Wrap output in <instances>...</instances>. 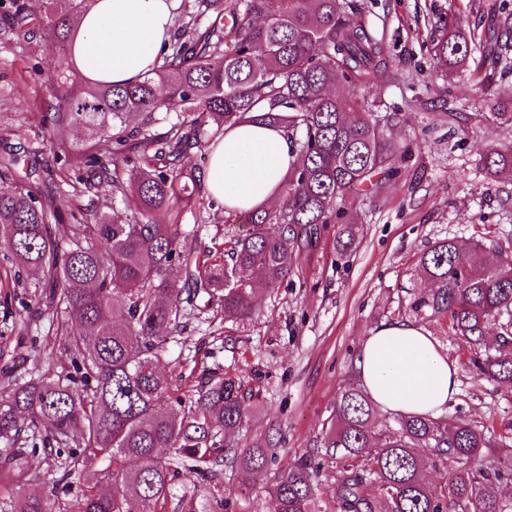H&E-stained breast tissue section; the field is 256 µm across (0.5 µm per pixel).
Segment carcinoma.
<instances>
[{
    "label": "carcinoma",
    "mask_w": 512,
    "mask_h": 512,
    "mask_svg": "<svg viewBox=\"0 0 512 512\" xmlns=\"http://www.w3.org/2000/svg\"><path fill=\"white\" fill-rule=\"evenodd\" d=\"M92 0H13L14 15L37 21L60 51V82L52 93L64 111L54 131L85 132L69 161L74 194L94 192L86 205L92 222L67 224L63 211L45 206L38 190L18 179L15 154L0 159V244L7 259L37 276V304L70 315L61 325L70 368L34 374L0 392V441L10 444L0 462V493L22 490L33 449L22 432L38 429L48 442L80 441L61 468L88 473L77 512H165L173 481L207 475L230 461L263 471L275 460L270 439L245 448L227 443L250 409L233 376L206 374L194 384L178 373L160 375L156 361L186 328L194 311L214 302L224 317L244 320L258 294L294 272L320 225L346 219L355 199L379 192L406 157L385 137L378 107L350 89L390 76L380 46L357 24L349 0H240L224 31V0H193L162 54V64L133 84L79 80L69 45L74 18ZM475 37L442 32L435 44L441 65L463 68ZM512 50V16L497 24L494 45L473 70L484 88ZM140 117L138 125L130 118ZM252 117L280 126L297 161L282 183V205L230 213L226 223L248 225L214 259L177 251L180 204L211 207L193 172L181 166L192 148L224 135V127ZM165 125L158 133L155 127ZM112 140L100 154L95 143ZM491 177L512 173V147L481 156ZM356 243L352 225L338 229L342 250ZM493 248L500 258H484ZM180 263L183 279H169ZM434 289L414 309L444 321L448 333L470 344L471 362L493 381L512 383V250L499 244L448 237L418 260ZM261 272L256 281L247 275ZM380 411L354 383L336 401L325 432L336 470V512H512L495 481L512 472V456L489 466L466 465L483 448H512L484 427L444 417L397 413L374 430ZM460 460L445 483L423 477L435 457ZM112 482V490L98 485ZM376 486L379 497L366 493ZM316 473L300 460L275 476V512H322ZM17 512H58L56 501L31 491Z\"/></svg>",
    "instance_id": "carcinoma-1"
}]
</instances>
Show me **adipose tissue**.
Returning <instances> with one entry per match:
<instances>
[{
	"instance_id": "1",
	"label": "adipose tissue",
	"mask_w": 512,
	"mask_h": 512,
	"mask_svg": "<svg viewBox=\"0 0 512 512\" xmlns=\"http://www.w3.org/2000/svg\"><path fill=\"white\" fill-rule=\"evenodd\" d=\"M176 0H93L74 25L72 57L91 81L130 84L161 64ZM203 182L224 208L269 206L296 161L284 131L248 120L225 128L208 146ZM359 380L382 411L436 415L456 391V368L421 327L384 324L362 343L355 360Z\"/></svg>"
}]
</instances>
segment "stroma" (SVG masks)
<instances>
[{"mask_svg": "<svg viewBox=\"0 0 512 512\" xmlns=\"http://www.w3.org/2000/svg\"><path fill=\"white\" fill-rule=\"evenodd\" d=\"M353 2L355 19L379 42L395 74L353 92L397 113L386 134L408 159L397 179L351 211L354 247L337 248L336 227L328 225L288 282L258 296L247 320H226L221 304H213L190 320L159 362L168 372L169 361L193 349L199 366L238 377L251 407L235 441L271 437L277 443L268 471L227 464L213 478L179 477L175 495L190 492L206 512H273L275 474L302 459L317 472L320 506L332 512L336 463L323 446L324 430L337 398L358 380L361 343L386 323L422 327L455 365L457 392L443 410L449 422L475 421L497 435L512 427V384L479 375L468 344L413 308L429 291L417 259L436 240L474 238L512 248V177L489 178L480 162L485 150L512 145V124L493 118L512 110V72L484 90L468 73L443 71L433 52L444 28L463 25L484 37L488 0ZM8 5L0 0V155L20 156L45 204L74 210L87 198L68 195L66 161L84 133L72 126L53 139L49 118L61 104L46 89L56 81L57 52L35 23L6 19ZM181 217L179 247L194 254L221 251L243 231L225 223L217 208L187 207ZM61 315L36 303L31 274H13L0 259V385L8 371L20 381L35 368L69 365L65 348L47 333ZM28 467L32 489L57 493L64 512H76L83 472L60 485L52 459L40 450Z\"/></svg>", "mask_w": 512, "mask_h": 512, "instance_id": "obj_1", "label": "stroma"}]
</instances>
